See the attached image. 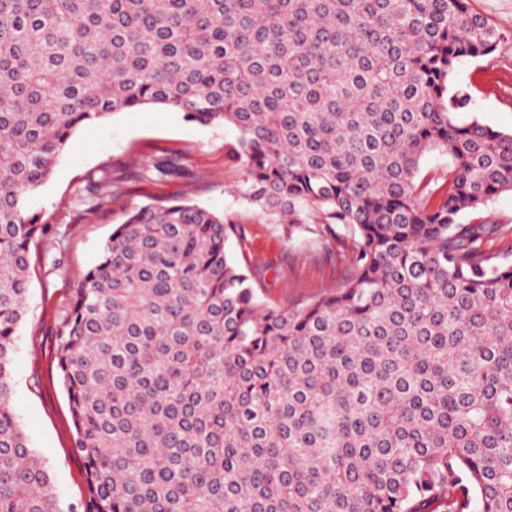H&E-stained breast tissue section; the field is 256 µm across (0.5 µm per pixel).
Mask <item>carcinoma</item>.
Wrapping results in <instances>:
<instances>
[{"label":"carcinoma","mask_w":512,"mask_h":512,"mask_svg":"<svg viewBox=\"0 0 512 512\" xmlns=\"http://www.w3.org/2000/svg\"><path fill=\"white\" fill-rule=\"evenodd\" d=\"M502 41L469 0H0V512H77L11 404L32 199L79 128L146 106L233 125L240 197L344 227L351 274L280 307L224 216L130 212L56 332L82 512H512V261L462 223L512 192V132L453 82ZM448 166V155L441 152H433L425 155L420 162L418 181L424 180L430 182V186L434 189L442 190L445 185L441 178Z\"/></svg>","instance_id":"1"}]
</instances>
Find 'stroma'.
<instances>
[{
  "mask_svg": "<svg viewBox=\"0 0 512 512\" xmlns=\"http://www.w3.org/2000/svg\"><path fill=\"white\" fill-rule=\"evenodd\" d=\"M470 3L504 40L491 57L458 64L454 80L470 87L473 115L512 132V0ZM237 136L232 125L203 127L161 108L120 112L74 134L34 199L52 240L31 251L27 314L12 363V406L32 448L50 468L62 505L80 506L86 487L84 463L72 450L75 429L67 397L55 369L56 328L80 274L95 262L127 212L158 201H190L223 214L240 228L227 251L240 264L264 268L258 292L282 307L305 305L344 281V261L352 248L345 229L325 239L309 234L306 228L315 218L307 213L305 230L292 233L240 198L245 171L224 158L225 144ZM170 157L181 168L179 176L134 178L138 166ZM107 166L113 172L112 193L101 209H86L89 180ZM462 220L498 225L488 247L512 259V193L501 194L489 208L466 212Z\"/></svg>",
  "mask_w": 512,
  "mask_h": 512,
  "instance_id": "stroma-1",
  "label": "stroma"
}]
</instances>
